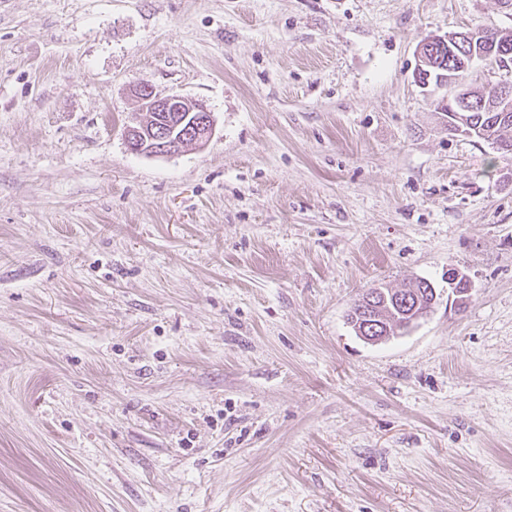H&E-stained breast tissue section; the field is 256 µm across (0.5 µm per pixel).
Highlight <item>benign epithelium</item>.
Masks as SVG:
<instances>
[{
    "label": "benign epithelium",
    "instance_id": "7a95c632",
    "mask_svg": "<svg viewBox=\"0 0 512 512\" xmlns=\"http://www.w3.org/2000/svg\"><path fill=\"white\" fill-rule=\"evenodd\" d=\"M429 42L447 47L461 61L474 59V53L468 52L472 40L465 33H453L444 37L432 36ZM448 87L453 89L452 97L448 99V112L455 114L456 119L459 120L460 113L471 110L470 95L455 88L451 78L448 79ZM495 90L496 99L492 111L512 112V83L498 82L495 84ZM132 92L145 115L149 116L153 112L161 114V117L152 124L143 119L136 125L128 127L126 142L132 152L152 156H172L181 152V143L189 141L194 146L203 147L214 135V118L204 103L178 94L161 97L146 82L133 85ZM170 112L182 113L184 118L180 121V126L169 131L164 125L163 117ZM448 287L452 288L458 297L472 290L468 276L456 267L448 268Z\"/></svg>",
    "mask_w": 512,
    "mask_h": 512
}]
</instances>
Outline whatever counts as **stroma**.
Instances as JSON below:
<instances>
[{
  "mask_svg": "<svg viewBox=\"0 0 512 512\" xmlns=\"http://www.w3.org/2000/svg\"><path fill=\"white\" fill-rule=\"evenodd\" d=\"M481 25L512 7L0 0V512H512V154L415 79ZM142 80L210 141L131 152ZM414 277L431 314L357 338ZM428 42L439 43L441 47H448V50L456 56L457 60H461L464 65H466V60L473 61L474 59V42L470 39V36L465 33H453L448 34L444 37L432 36L430 37ZM471 43L472 52L468 53V47ZM422 281L423 280H418V278H416L415 281L411 279L408 282H406L401 288H386L383 286H379L378 288H376V287L368 288L367 291H369L371 289L378 290L377 297L373 299V302H374L373 308L369 314L371 317L373 316L374 319H371V318L367 319L366 311H362V312L360 311L362 308V304H360V299L362 297L364 298V296L367 292L366 291L359 299H357L354 302V304L350 307V310L348 311V313L346 315L347 322L350 325V327L352 328L355 335L358 336L356 331L354 330V326L352 325V323H356V322L360 321L362 317H364V319H363L364 322H374L376 324V326H372L373 324H369V325L364 324L363 328H361L360 330L357 329V332L360 335L359 337L364 342H366L368 344L376 345V344H380L383 341L388 340L390 338V336H376L377 332H379V333L384 332L386 327H390V329L392 331L391 337H397V335L403 334L404 331H406L407 329L399 330L398 333L396 334L393 330V327L397 326L398 324L402 323L405 320H409L414 315V313L411 315H408V314L412 310L413 311L416 310V308L418 307V303L414 307L415 299L412 297L411 298L412 303L408 307V306L404 305L403 299L399 300L398 295L400 292L403 291L402 289L413 288L416 291H418L419 293H421V299H420V303H419V307H418L417 311L420 310L421 308L428 306L429 301L433 298V294H432V292H430V294H427L428 288H427V286L425 288H422V285L424 284ZM413 307H414V309H413ZM368 326H372V327L368 328V330L372 329L373 327H376L377 330L372 329L368 333V335H366L365 331ZM375 330H376L375 334L370 336L371 333H373Z\"/></svg>",
  "mask_w": 512,
  "mask_h": 512,
  "instance_id": "1",
  "label": "stroma"
}]
</instances>
